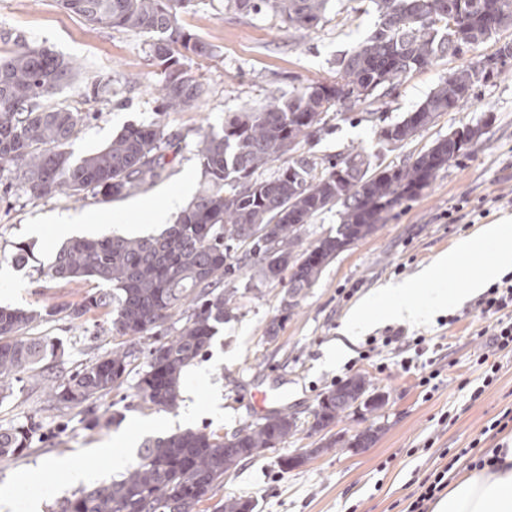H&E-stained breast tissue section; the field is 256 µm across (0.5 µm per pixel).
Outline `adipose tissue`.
Returning a JSON list of instances; mask_svg holds the SVG:
<instances>
[{
    "label": "adipose tissue",
    "instance_id": "obj_1",
    "mask_svg": "<svg viewBox=\"0 0 512 512\" xmlns=\"http://www.w3.org/2000/svg\"><path fill=\"white\" fill-rule=\"evenodd\" d=\"M511 233V224L483 225L412 278L387 283L364 296L345 318L342 334L336 340L337 352L347 351L349 344L378 321L421 324L433 310L459 305L476 294L501 271L512 268V252L498 246ZM469 257L479 258L480 263L466 287L444 288L446 273L457 271ZM433 512H512V447L498 449L494 464L474 469L457 480Z\"/></svg>",
    "mask_w": 512,
    "mask_h": 512
}]
</instances>
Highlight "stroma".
Listing matches in <instances>:
<instances>
[{
  "instance_id": "1",
  "label": "stroma",
  "mask_w": 512,
  "mask_h": 512,
  "mask_svg": "<svg viewBox=\"0 0 512 512\" xmlns=\"http://www.w3.org/2000/svg\"><path fill=\"white\" fill-rule=\"evenodd\" d=\"M180 22L210 44L213 53L190 54L183 61L205 89L197 107L166 112L150 35L87 25L60 0H0V33L21 35L78 68L74 83L56 94L59 101L95 115L69 145L74 158L105 147L132 124L158 121L178 137L177 158L162 180L110 200L64 194L35 199L24 193L16 171H0V306L40 310L79 301L96 286L92 280L66 284L44 278L63 240L48 228L32 234L35 218L87 214L80 229L86 237L105 231L126 237L159 232L146 210L164 207L168 194L184 180L200 182L199 130H221L225 118L264 103L270 92L288 98L307 84L334 81L340 60L375 30L377 15L372 0H330L322 21L301 37L273 12L241 15L227 9L226 0H190ZM509 41L512 30L472 47L462 58L444 57L412 72L371 111L329 113L326 132L305 145V153L318 159L355 149L373 162L399 165L455 129L483 128L476 144L396 206L373 235L330 261L319 280L299 295H291L282 282L253 286L247 268L225 280V288L236 292L239 309L218 326L207 352L184 375L181 390L197 405L190 426L223 435L254 422L249 394L260 387L284 395L280 409L297 417L299 430L273 451L239 465L199 505V512H215V504L230 497L254 500L256 512H409L419 482L461 450H468L474 461L496 444L512 442V424L496 438L483 434L512 412V352L500 353L493 383L479 400L471 398L486 371L477 358L489 345L481 334L489 321L475 299L435 311L423 324L404 325L405 336L426 337L425 353L411 347L400 357L383 348L369 351V339L384 336L383 321L343 355L333 350L346 314L362 297L415 275L477 226L512 221V208L491 206L494 196L512 192V61L476 84L462 108L442 113L402 147L389 149L378 136L380 127L415 110L450 68L492 54ZM107 77L111 102L86 101L88 86ZM19 247L27 253L20 266L11 260ZM106 328L105 315L96 312L73 324L37 320L26 333L62 342L64 355L56 365L64 381L111 350ZM356 374L367 376L387 403L372 414L350 415L334 431L350 436L370 428L376 441L368 448L323 447L320 436L308 430L311 412L322 393ZM94 416L101 427H91ZM137 423L143 426V441L181 426L179 413L142 406L129 382L107 396L65 406L52 400L37 376L23 375L12 390L0 394V427L34 424L38 431L23 455L0 461V485L41 470L36 489L47 510L76 488L65 472L45 470V463L73 460L97 480L112 477L105 453ZM308 448L317 454L305 465L280 470L278 458Z\"/></svg>"
}]
</instances>
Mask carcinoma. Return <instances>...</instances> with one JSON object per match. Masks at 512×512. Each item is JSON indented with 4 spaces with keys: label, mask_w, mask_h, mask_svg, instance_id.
I'll return each instance as SVG.
<instances>
[{
    "label": "carcinoma",
    "mask_w": 512,
    "mask_h": 512,
    "mask_svg": "<svg viewBox=\"0 0 512 512\" xmlns=\"http://www.w3.org/2000/svg\"><path fill=\"white\" fill-rule=\"evenodd\" d=\"M187 0H63L73 14L100 27L157 37L155 59L162 67L164 108L180 112L195 106L202 84L189 76L181 58L210 54L211 47L186 30L179 11ZM376 30L340 61L332 83H310L288 99L268 97L224 121L220 132H198L197 156L204 188L173 224L147 237L101 234L69 240L56 253L45 277L67 283L97 280L110 284L86 292L80 302L44 310L0 306V392L26 373L42 374L59 343L29 338L31 322L58 313L79 320L91 312L109 316L108 332L121 338L112 352L70 375L55 389L59 402L80 405L121 388L138 359L136 345L153 339L135 396L157 412L179 404L185 369L207 351L217 325L236 310L235 293L220 289L224 279L246 265L255 286L288 280L289 292L312 287L323 268L351 243L373 233L402 200L427 186L462 145L480 135L465 126L437 141L401 166L381 167L356 151L320 162L300 148L326 130V116L346 106L339 89L355 105L370 106L411 72L512 29V0H463L468 31L456 37L458 0H373ZM329 0H227L237 12L270 10L288 27L308 33L325 17ZM77 67L51 50L9 33L0 35V170L14 166L24 191L34 198L91 192L104 198L128 195L161 179L172 160V139L159 122L131 125L103 149L81 159L66 150L91 113L54 98ZM489 76L472 65L448 72L425 100L400 121L380 129L379 138L398 146L434 124L443 112L463 106L480 80ZM95 99L112 96V80L91 83ZM287 155L288 165L261 180L256 174ZM338 207L336 235L301 252L304 226L322 211ZM242 256L234 258L238 249ZM191 312L170 339L164 325L186 305ZM385 404L358 374L321 395L310 430L331 429L358 409ZM297 428L296 419L276 412L221 436L185 430L149 440L138 460L123 472L81 489L52 506V512H195L214 486L241 462L275 448ZM33 427L0 428V460L28 448ZM367 429L343 442L330 435L324 448H367ZM250 499H228L216 512H255Z\"/></svg>",
    "instance_id": "cac0c4a2"
}]
</instances>
